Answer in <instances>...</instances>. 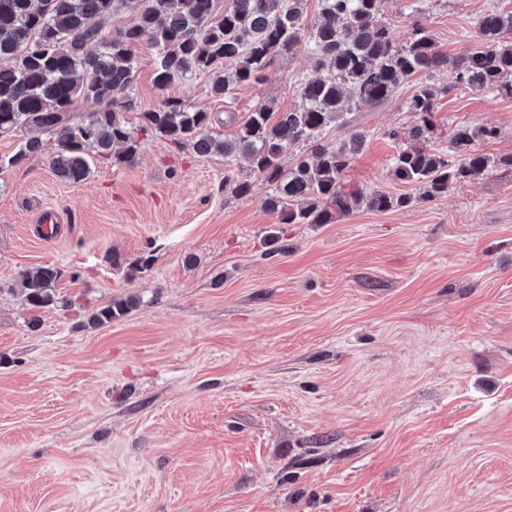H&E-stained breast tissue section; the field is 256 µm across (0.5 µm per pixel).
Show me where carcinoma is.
I'll return each instance as SVG.
<instances>
[{"label": "carcinoma", "instance_id": "carcinoma-1", "mask_svg": "<svg viewBox=\"0 0 512 512\" xmlns=\"http://www.w3.org/2000/svg\"><path fill=\"white\" fill-rule=\"evenodd\" d=\"M304 0H0V136L22 137L18 150L0 158V170L26 159L49 155V166L65 182L93 174L96 161L132 164L140 135L155 133L177 146L190 145L199 156H245L271 187L267 198L280 224H330L365 203L377 211L401 208L406 196L366 194L344 177L364 142L355 131L328 151L319 140L328 125L354 126L352 109L386 102L409 77L448 73L449 86L471 91L512 88L498 85L512 74V13L492 12L480 21V47L448 60L427 27L415 23L411 40L398 44L392 28L376 22L381 0H323L321 21L308 36L315 68L323 75L300 89V104L288 112L270 105L232 126L224 138L210 134L211 113L170 93L196 74L211 77L210 93L258 84L270 64L295 53L303 37ZM130 5L137 22L114 36L102 31L112 14ZM156 56L155 85L165 98L154 111L141 113L131 127L122 116L130 108L135 52L141 45ZM438 93L423 85L408 103L419 123L393 130L396 179L422 187L419 200L434 201L448 185L481 174L490 158L471 148L478 139L497 136L494 127L459 126L451 150H437L434 121ZM101 106L80 121L69 118L75 99ZM306 146L292 167L283 156ZM59 270L43 266L21 272L18 280L27 305L38 311L58 302ZM132 303L117 301L92 319L104 324L123 315Z\"/></svg>", "mask_w": 512, "mask_h": 512}]
</instances>
